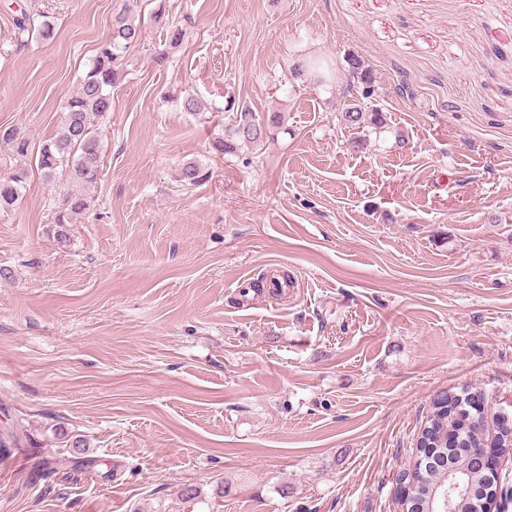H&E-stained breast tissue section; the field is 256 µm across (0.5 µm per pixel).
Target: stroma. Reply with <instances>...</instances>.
I'll return each mask as SVG.
<instances>
[{"label": "stroma", "mask_w": 512, "mask_h": 512, "mask_svg": "<svg viewBox=\"0 0 512 512\" xmlns=\"http://www.w3.org/2000/svg\"><path fill=\"white\" fill-rule=\"evenodd\" d=\"M124 2L0 0V127L54 135ZM20 8L53 39L16 48ZM138 8L68 243L50 231L64 178L0 149V176L28 171L0 210V427L21 441L0 512H398L437 394L482 392L488 432L512 420V0ZM304 55L324 81L294 77ZM231 96L283 128L215 153ZM359 98L385 125L352 151ZM189 162L203 184L181 182ZM275 272L293 288L245 293ZM74 436L88 463L59 467Z\"/></svg>", "instance_id": "stroma-1"}]
</instances>
